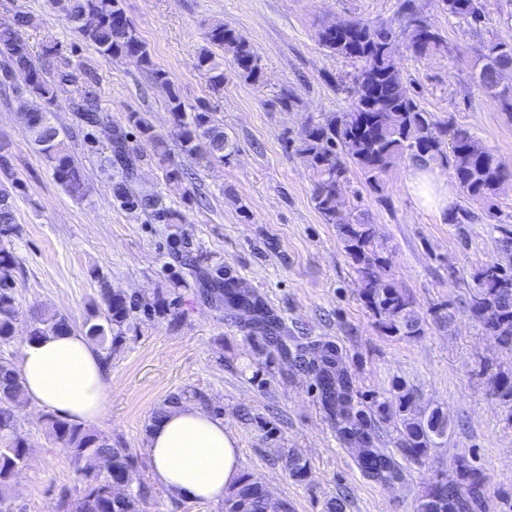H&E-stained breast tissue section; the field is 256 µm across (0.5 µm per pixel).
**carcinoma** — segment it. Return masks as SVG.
Returning a JSON list of instances; mask_svg holds the SVG:
<instances>
[{"label":"carcinoma","mask_w":512,"mask_h":512,"mask_svg":"<svg viewBox=\"0 0 512 512\" xmlns=\"http://www.w3.org/2000/svg\"><path fill=\"white\" fill-rule=\"evenodd\" d=\"M443 11L469 24L480 25L486 19L484 0H439ZM75 23V30L90 42L103 59L123 55L145 71L151 85L166 94L168 111L177 127L180 150L191 159L224 161L237 150V144L224 132L209 108L200 106L187 115L186 105L172 85L168 73L157 67L147 44L132 22L126 18L124 0H52ZM398 16L402 25L393 28L385 22L323 21L317 25L319 44L329 53L358 64L345 86L350 104L344 112H326L310 121L286 140L293 155L300 158L317 178L313 201L328 224L336 225L361 281V297L378 329L388 336H413L422 331V318L405 293L386 279L388 258L376 239L375 227L358 208L345 213L336 207V189L349 182V174L360 173L366 185L377 193L384 191V178L395 161L407 155L421 165L442 163L450 167L464 197L491 201L512 179V167L496 150L486 146L468 128L446 125L433 120L412 95L407 79L398 66L401 45L416 57L438 51L442 35L429 20L416 11L412 0H403ZM31 22L28 14L15 15L13 27L0 29V54L4 72L11 70L20 80L19 95L41 101L45 108L30 112L19 107L20 121L29 141L35 145L53 171L57 182L72 196L82 197L85 183L81 168L70 154L67 140L71 134L53 121L50 107L60 96L67 97L82 130L103 125L101 109L93 90V70L79 67V73L64 68L54 79L35 65L20 29ZM229 55L235 72L245 80L260 84L263 71L260 58L250 42L236 29L216 23L208 28L206 46L197 56V67L206 71L209 88L224 91V55ZM512 70V38L491 42L475 72L477 86L506 112H512V86H499V74ZM127 123L136 129L144 144L151 147L152 158L164 164L167 185L180 190L189 178L188 169L168 162L165 138L142 112L127 113ZM110 154L104 166L113 171L112 194L120 207L149 214L157 224H183V214L166 205L158 196L136 188L138 168L144 154L129 145L127 137L115 130L108 136ZM16 178L6 145L0 143V238L17 231L15 224ZM15 259L0 247V348L13 337L20 312L11 287ZM475 291L470 312L487 334L504 348L512 350V268L496 261L481 265L473 275ZM205 298L224 303L228 315L246 310L248 335L255 337L258 348L273 347L285 358L313 376L322 408L336 423L340 438L367 447L358 465L363 474L384 483L401 480V465L395 457L372 449L374 415L389 417L387 405L373 403L366 407L354 398L351 377L342 368L343 353L335 345H321L319 354L307 357L301 349H288L284 340L286 327L265 300L241 278L222 267L201 279ZM101 311L85 322L86 336L109 361L134 327L136 311L157 313L170 310L171 302L156 296L138 302L113 290L99 280ZM71 328L67 316L40 312L30 323L28 339L38 340ZM494 393L512 406V372L499 371L493 376ZM398 424L401 440L398 453L407 461L421 462L428 456L434 439L448 432V420L439 412L426 415L411 410V394L397 386ZM26 401L25 389L16 366L0 354V504L8 500L14 476L27 462L31 443L22 431L16 409ZM48 436L59 444L75 464L74 485L61 491L54 512H146L152 487L139 473L134 456L119 436L91 428L62 417L48 418ZM289 478L304 483L310 475L307 460L295 453L285 455ZM456 479L450 485L442 480L422 491L417 512H481L487 493L485 475L467 459L453 463ZM233 512H291L287 501L272 503L264 485L251 475H242L239 483L224 497Z\"/></svg>","instance_id":"cac0c4a2"}]
</instances>
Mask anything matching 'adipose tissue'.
<instances>
[{
  "label": "adipose tissue",
  "mask_w": 512,
  "mask_h": 512,
  "mask_svg": "<svg viewBox=\"0 0 512 512\" xmlns=\"http://www.w3.org/2000/svg\"><path fill=\"white\" fill-rule=\"evenodd\" d=\"M409 185L435 211L452 201V188L430 167L414 166ZM17 370L36 406L76 422L96 421L106 411L104 364L76 330L23 342ZM146 450L153 484L193 501H223L242 474L236 434L223 417L191 404L169 409L153 422Z\"/></svg>",
  "instance_id": "adipose-tissue-1"
}]
</instances>
